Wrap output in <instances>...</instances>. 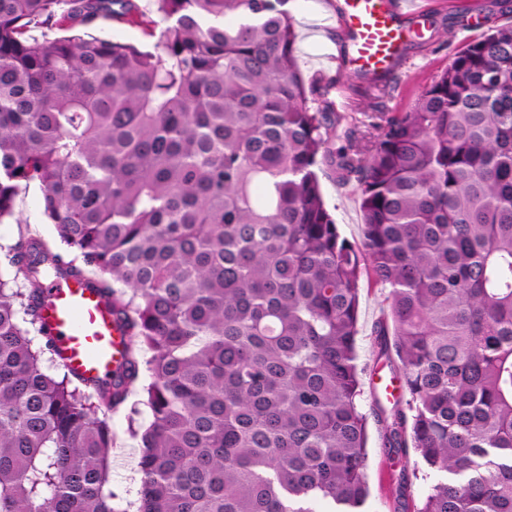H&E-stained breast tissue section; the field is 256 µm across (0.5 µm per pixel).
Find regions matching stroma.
Wrapping results in <instances>:
<instances>
[{
  "instance_id": "obj_1",
  "label": "stroma",
  "mask_w": 512,
  "mask_h": 512,
  "mask_svg": "<svg viewBox=\"0 0 512 512\" xmlns=\"http://www.w3.org/2000/svg\"><path fill=\"white\" fill-rule=\"evenodd\" d=\"M135 2L141 13L138 22L100 18L88 25V33L137 46H153L160 30L156 4L154 0ZM419 3L426 7V14L423 18L408 21L407 26L422 31L428 41L423 44L417 39H409L406 60L394 74L390 94L381 104V111L407 110L456 52L479 38L488 26L512 20V0H419ZM288 10L298 32L297 55L306 83L330 80L346 91L352 103L370 104L372 78L356 77L347 63L338 64L333 60L339 52L335 28L321 32L312 28L316 15L325 10L322 0H290ZM317 174L325 205L335 219L341 237L350 243H359L363 217L354 184L343 182L335 167L327 163L319 164ZM29 235L48 239L55 235L53 226L47 224L43 214L42 192L35 185L20 191L13 216L0 221V263H7L17 243ZM387 314L385 291L364 286L360 294L356 336L357 364L364 382L359 405L368 421L369 496L363 512H404L406 505L420 503L435 479L434 473L423 466L415 451H408L401 462L396 463L389 459L382 445L379 409L368 380L377 364L374 327ZM148 421L149 412L138 389L129 395L124 408L111 417L114 435L111 487L123 505L138 493L137 478L128 472L129 464L139 461L138 441L130 428ZM402 469L409 476L408 496L404 499L396 492L397 475Z\"/></svg>"
}]
</instances>
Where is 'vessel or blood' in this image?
<instances>
[{
  "label": "vessel or blood",
  "instance_id": "obj_1",
  "mask_svg": "<svg viewBox=\"0 0 512 512\" xmlns=\"http://www.w3.org/2000/svg\"><path fill=\"white\" fill-rule=\"evenodd\" d=\"M336 21L345 36V57L373 78L390 75L405 48V17L422 15L410 0H336ZM68 370L92 381L108 380L122 360L126 338L103 295L90 284L56 277L38 313Z\"/></svg>",
  "mask_w": 512,
  "mask_h": 512
}]
</instances>
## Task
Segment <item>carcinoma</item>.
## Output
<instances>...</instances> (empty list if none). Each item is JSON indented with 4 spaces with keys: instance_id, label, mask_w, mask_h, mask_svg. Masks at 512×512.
Returning a JSON list of instances; mask_svg holds the SVG:
<instances>
[{
    "instance_id": "carcinoma-1",
    "label": "carcinoma",
    "mask_w": 512,
    "mask_h": 512,
    "mask_svg": "<svg viewBox=\"0 0 512 512\" xmlns=\"http://www.w3.org/2000/svg\"><path fill=\"white\" fill-rule=\"evenodd\" d=\"M156 2L150 50L79 30L137 22L134 0H0V221L33 184L56 231L0 268V512H128L108 414L143 350L136 512H362L363 271L411 411L380 410L384 445L442 474L415 512H512V24L407 111L341 112L305 84L289 0ZM49 23L67 34L31 35ZM320 160L356 183L358 244ZM58 274L93 279L129 338L106 383L35 322ZM316 171L326 208L335 219L341 237L358 244L362 237L363 217L354 182H343L336 168L329 163H320Z\"/></svg>"
}]
</instances>
